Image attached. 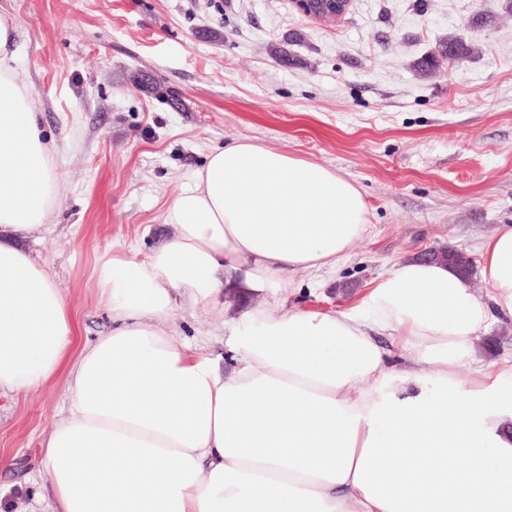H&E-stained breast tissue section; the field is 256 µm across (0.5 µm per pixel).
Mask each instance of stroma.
<instances>
[{
  "label": "stroma",
  "mask_w": 512,
  "mask_h": 512,
  "mask_svg": "<svg viewBox=\"0 0 512 512\" xmlns=\"http://www.w3.org/2000/svg\"><path fill=\"white\" fill-rule=\"evenodd\" d=\"M0 12L15 20L9 55L65 185L28 246L75 311L78 341L112 328L105 253L140 260L172 235V198L236 140L334 168L367 204V233L336 269L285 274L298 304L349 306L424 249L480 262L486 238L512 225V0H352L335 25L290 0H0ZM451 37L473 53L414 70ZM264 299L228 291L224 307L178 310L177 328L225 371L238 318ZM68 406L60 377L0 395L8 512L42 491L39 444Z\"/></svg>",
  "instance_id": "obj_1"
}]
</instances>
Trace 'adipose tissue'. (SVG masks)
Here are the masks:
<instances>
[{"label":"adipose tissue","mask_w":512,"mask_h":512,"mask_svg":"<svg viewBox=\"0 0 512 512\" xmlns=\"http://www.w3.org/2000/svg\"><path fill=\"white\" fill-rule=\"evenodd\" d=\"M15 31L0 13V394L65 378L69 407L40 443L44 512H512V362L477 348L512 315V227L483 245L489 296L409 257L358 305L305 310L282 273L335 267L367 205L336 170L239 140L175 195L173 235L142 260L104 257L112 329L76 345L23 245L64 185L4 53ZM230 286L269 299L242 315L225 373L176 312Z\"/></svg>","instance_id":"obj_1"}]
</instances>
